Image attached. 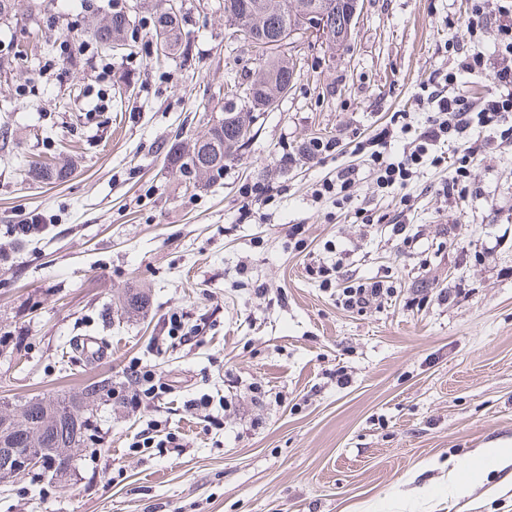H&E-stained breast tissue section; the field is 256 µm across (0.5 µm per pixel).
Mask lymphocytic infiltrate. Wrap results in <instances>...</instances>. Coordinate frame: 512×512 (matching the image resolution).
<instances>
[{
	"label": "lymphocytic infiltrate",
	"instance_id": "f902f5d3",
	"mask_svg": "<svg viewBox=\"0 0 512 512\" xmlns=\"http://www.w3.org/2000/svg\"><path fill=\"white\" fill-rule=\"evenodd\" d=\"M491 22L497 25L496 46L502 58L499 68L492 72L497 93L484 99L482 107H475L462 88V79L488 72L487 58L484 52L476 50L459 56L455 70L448 73V94H427L426 102L432 110L424 127L404 146L400 160H393L389 154L395 138L393 127H384L374 135L375 148L369 158L377 172L379 186H406L414 169L426 161L444 163V156L434 154V147L454 141L463 155L449 175L443 193L450 198L462 195L464 184L470 177L471 159L492 142L488 135L481 140L470 138V130L488 131L512 118V0H470L467 32L476 33ZM395 292V287L387 280L375 276L356 280L339 289L336 301L344 310L363 313L391 298Z\"/></svg>",
	"mask_w": 512,
	"mask_h": 512
}]
</instances>
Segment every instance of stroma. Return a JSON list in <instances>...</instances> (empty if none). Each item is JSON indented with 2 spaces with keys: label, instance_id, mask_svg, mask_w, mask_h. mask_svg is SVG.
<instances>
[{
  "label": "stroma",
  "instance_id": "obj_1",
  "mask_svg": "<svg viewBox=\"0 0 512 512\" xmlns=\"http://www.w3.org/2000/svg\"><path fill=\"white\" fill-rule=\"evenodd\" d=\"M129 2L137 54L93 62L65 58L61 41L107 21L110 0H13L0 20V121L14 131L0 149V400L112 389L135 364L166 390L137 412L107 398L90 419L97 451L78 452L65 481L36 469L0 486V512H512L510 472L448 488L449 459L512 440V144L475 156L451 199L449 164L381 188L355 149L394 113L423 126L416 96L454 67L452 43L496 67L495 25L470 37L466 0H360L347 44L290 45L288 94L220 179L191 189L167 150L206 136L225 83L251 82L261 62L224 0H181L188 55L157 62L151 6ZM314 139L336 148L309 156ZM37 155L68 177L33 181ZM345 167L359 176L351 200L317 197ZM255 182L266 205L244 191ZM36 214L43 231L15 238ZM395 222L414 252L391 240ZM348 239L359 248L341 282L386 276L398 291L364 313L308 273ZM419 288L430 302L408 309ZM448 288L461 296L439 301ZM135 293L147 303L131 312ZM80 336L106 354L80 357ZM339 367L347 386L328 376ZM204 395L205 418L188 409ZM169 435L176 447H160Z\"/></svg>",
  "mask_w": 512,
  "mask_h": 512
}]
</instances>
